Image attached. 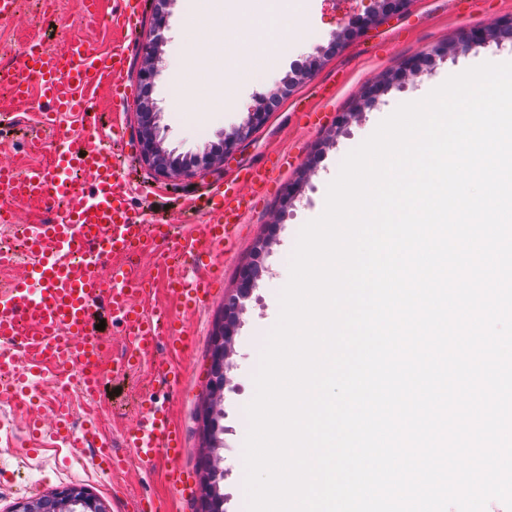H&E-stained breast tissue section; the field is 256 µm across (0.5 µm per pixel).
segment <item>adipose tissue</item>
<instances>
[{
	"label": "adipose tissue",
	"mask_w": 512,
	"mask_h": 512,
	"mask_svg": "<svg viewBox=\"0 0 512 512\" xmlns=\"http://www.w3.org/2000/svg\"><path fill=\"white\" fill-rule=\"evenodd\" d=\"M244 11L233 21L212 8V0H198L188 28L212 31L208 43L191 47L178 62L205 90L203 109L234 107L243 80L257 74L256 54L276 56L311 40L305 26V0H244Z\"/></svg>",
	"instance_id": "ef3b65f1"
}]
</instances>
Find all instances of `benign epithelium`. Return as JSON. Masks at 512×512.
I'll list each match as a JSON object with an SVG mask.
<instances>
[{"mask_svg": "<svg viewBox=\"0 0 512 512\" xmlns=\"http://www.w3.org/2000/svg\"><path fill=\"white\" fill-rule=\"evenodd\" d=\"M378 12L357 16L344 26L343 33L356 37L364 34L377 22L379 16H398L407 8L409 0H378ZM503 27L475 28L460 34L454 48L484 45L491 41L493 34ZM144 66L139 71V80L146 88H151L158 76L156 61L160 56L158 41L144 44ZM138 143L140 159L153 171L166 175H190L207 169L212 164L224 160L233 153L239 144L248 140L252 133L263 124L267 117L266 108L257 107L249 113L245 124L236 128L233 133L224 137V142L216 152L207 153L202 157L193 156L185 162L171 159L169 151L164 147V138L157 125L155 106L150 98H144L137 104ZM255 285L253 265L246 263L241 266L238 274V287L228 300L224 309L232 311V315L224 316L222 323L213 338V348L208 365V390L219 389V379H228L231 368L230 357L235 333L239 326L240 314L243 311V300L250 296ZM82 507V512H106L104 506L95 498L77 489H63L49 495L19 504L13 512H77L75 507Z\"/></svg>", "mask_w": 512, "mask_h": 512, "instance_id": "7a95c632", "label": "benign epithelium"}]
</instances>
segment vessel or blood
<instances>
[{"label":"vessel or blood","instance_id":"vessel-or-blood-1","mask_svg":"<svg viewBox=\"0 0 512 512\" xmlns=\"http://www.w3.org/2000/svg\"><path fill=\"white\" fill-rule=\"evenodd\" d=\"M135 0H112L111 13L123 36L122 43L101 51L81 36L68 38L60 49L49 50L38 41L28 42L20 57V69L12 76V102L16 108L35 113L43 123L57 126L73 119L78 141L44 147L33 141L39 160L25 172L0 167V223L13 221V208L23 204L38 208L52 204L60 214L54 220L33 225L28 233V251L36 261V275L0 292V373L14 377L11 386L0 387V398H18L25 377L71 360L83 361L78 385L88 403H95L106 368L124 371L137 366L168 337L170 347L186 353L191 338L178 318L160 316L145 306L150 291L144 288L134 267L135 259L150 246L171 244L172 250L194 263L210 258L213 246L223 244L233 228L243 222L251 207L250 195L261 194L272 182L274 171L287 166L284 157L267 159L247 168L242 193L220 187L210 197L211 217L200 228L174 238L166 224L148 225L128 204V186L110 150L97 146L95 124L88 122L92 94L104 81L112 83V109L125 111L129 101L122 73L127 60L125 39L137 28ZM89 173L88 188L72 191V170ZM112 263V281L98 274L101 261ZM165 288L183 308L198 310L208 304L221 269L207 276L190 278L180 266L167 264ZM119 315L129 344L128 354L106 364L100 340L88 333L92 312L99 304ZM57 433L74 448L93 449L98 466L118 470L121 459L93 423L81 429L70 425L68 405L54 408ZM144 465L182 454L180 432L169 412L153 401L142 404L136 424L123 436Z\"/></svg>","mask_w":512,"mask_h":512}]
</instances>
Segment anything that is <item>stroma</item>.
<instances>
[{
  "mask_svg": "<svg viewBox=\"0 0 512 512\" xmlns=\"http://www.w3.org/2000/svg\"><path fill=\"white\" fill-rule=\"evenodd\" d=\"M196 0H171L167 25L163 31L161 72L150 96L159 114L165 147L186 157L220 144L225 135L243 125L260 97L270 95L277 83L293 74L308 52L292 51L278 58L272 81L244 85L238 104L223 112L197 114L178 104L175 94L186 78L176 59L187 41L204 42L208 31L187 32L186 19ZM375 0H314L307 24L320 51V66L303 79L292 93L281 100L278 109L268 114L265 123L237 151L220 164L195 176L165 178L143 165L138 154L135 110L120 113L110 108V87L101 85L89 103L92 121L100 130L99 144L110 149L122 162L132 183L130 203L149 215L153 223L172 224L177 229L205 223L204 194L211 186L233 178L239 166L266 159L273 152L289 154V165L270 185L235 230L231 246H216L215 261L223 268V279L213 299L201 311H183L165 293L159 257L147 252L135 263L138 274L152 291L153 298L165 301L168 310L183 321L194 343L188 354L180 355L162 346L153 355L154 363H173L182 373L176 388L157 385L150 366L128 372L106 373L95 404L79 399L61 370L50 369L41 377L39 397L45 410L33 419L28 404L0 401V512H11L18 501L35 498L54 489L78 485L98 496L107 512H126L130 502L150 497L167 503L168 512H197L196 497H182L166 481L168 463L158 460L139 465L133 451L124 445L121 433L133 425L141 402L154 397L164 405L184 436L185 452L179 466L199 473L203 452L201 412L207 402L205 369L211 353V336L224 314V299L237 285L239 268L250 261L257 240L271 243L259 261L260 276L245 302V311L234 340V366L224 390L219 423L223 425L224 446L220 449V469L224 473V512H245V468L243 447L248 430L245 408L255 395L254 376L262 349L276 316L275 301L285 285L283 270L290 263L291 246L300 229L326 201L332 176L339 172L344 158L361 145L378 115L393 112L398 105L412 101L422 85L447 76L483 58L512 55V38L457 50L453 56L422 64L418 73L398 76L401 63L443 44L455 43L460 33L478 27L512 20V0H412L402 16L384 20L366 36L349 38L339 46L331 39L349 19L367 13ZM74 34L91 40L100 49H110L121 33L109 17H86L79 0H58L53 16H44L34 0H22L17 15L0 27V60L14 61L19 49L33 37L42 38L52 49ZM388 81L387 90L369 106H362L364 90L379 81ZM321 109V124L305 123L304 112ZM352 112L345 127H337L336 117ZM65 128H43L31 112L19 115L10 111L7 94L0 93V163L24 171L31 164L25 155L26 143L35 137L54 142L63 138ZM298 183L299 192L291 203H283L286 185ZM71 405L75 422L95 414L112 443V449L125 464L116 475L98 469L92 449H76L55 439V418L51 407Z\"/></svg>",
  "mask_w": 512,
  "mask_h": 512,
  "instance_id": "stroma-1",
  "label": "stroma"
}]
</instances>
